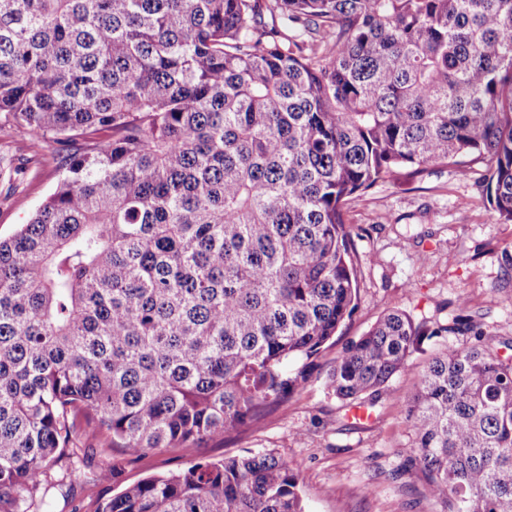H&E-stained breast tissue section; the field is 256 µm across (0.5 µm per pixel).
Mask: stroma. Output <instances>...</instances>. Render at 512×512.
<instances>
[{
	"label": "stroma",
	"mask_w": 512,
	"mask_h": 512,
	"mask_svg": "<svg viewBox=\"0 0 512 512\" xmlns=\"http://www.w3.org/2000/svg\"><path fill=\"white\" fill-rule=\"evenodd\" d=\"M53 161L11 178L0 174V239L10 238L53 193ZM345 220L361 270L358 307L314 361L308 380L285 402L245 430L187 448L141 456L113 449L103 456L100 439H86L79 454L85 473L70 482L57 468L49 491L51 512H98L130 484L177 472L198 461L247 452H269L297 474L306 512H445L431 497L425 473L411 464L414 435L406 408L428 360L462 335H435L467 306L512 359V224L498 223L474 179L433 167L408 183L377 184L352 202ZM400 309L429 329L417 351L374 404H349L328 387L345 347L387 312ZM111 473L98 479L102 463Z\"/></svg>",
	"instance_id": "obj_1"
}]
</instances>
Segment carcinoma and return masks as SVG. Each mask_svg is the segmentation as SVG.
Here are the masks:
<instances>
[{
  "instance_id": "cac0c4a2",
  "label": "carcinoma",
  "mask_w": 512,
  "mask_h": 512,
  "mask_svg": "<svg viewBox=\"0 0 512 512\" xmlns=\"http://www.w3.org/2000/svg\"><path fill=\"white\" fill-rule=\"evenodd\" d=\"M60 178L0 239V512H44L79 443L141 455L237 432L352 316L347 202L428 166L512 223V0H0V133ZM431 358L409 452L450 512H512V361ZM425 332L403 311L329 378L379 397ZM83 418L76 425L77 417ZM101 512H305L270 453L133 484Z\"/></svg>"
}]
</instances>
